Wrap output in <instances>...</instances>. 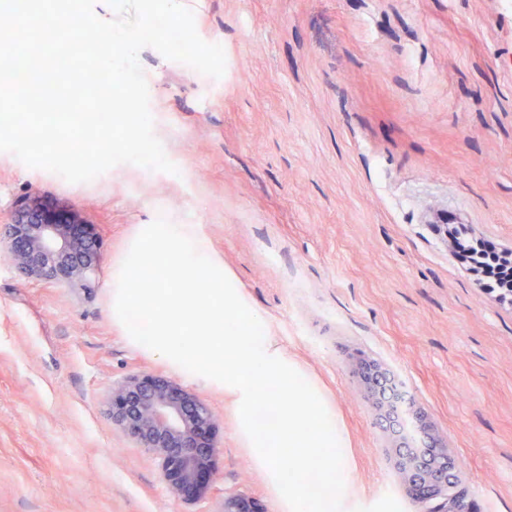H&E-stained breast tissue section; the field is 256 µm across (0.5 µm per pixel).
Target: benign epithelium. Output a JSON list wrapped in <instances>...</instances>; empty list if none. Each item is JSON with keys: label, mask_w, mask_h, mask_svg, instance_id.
<instances>
[{"label": "benign epithelium", "mask_w": 512, "mask_h": 512, "mask_svg": "<svg viewBox=\"0 0 512 512\" xmlns=\"http://www.w3.org/2000/svg\"><path fill=\"white\" fill-rule=\"evenodd\" d=\"M17 269L55 283L91 274L100 261L98 242L87 225L52 214L34 198L20 204L8 238L0 245ZM112 418L157 460L170 494L199 499L213 476L218 419L210 405L174 381L151 374L133 375L112 388ZM452 457L437 442L416 454L396 448L398 473L420 512H460L447 496L458 473ZM216 512H263L242 494H227Z\"/></svg>", "instance_id": "obj_1"}]
</instances>
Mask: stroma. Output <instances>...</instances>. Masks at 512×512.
Wrapping results in <instances>:
<instances>
[{"mask_svg": "<svg viewBox=\"0 0 512 512\" xmlns=\"http://www.w3.org/2000/svg\"><path fill=\"white\" fill-rule=\"evenodd\" d=\"M226 70L147 47L170 174L87 183L0 152V236L21 200L91 225L101 263L54 285L0 252V512H286L223 389L135 347L112 275L158 216L200 225L247 306L345 431L343 512H416L360 362L391 377L460 466L469 512H512V304L477 288L443 220L512 250V0H181ZM174 380L219 419L206 495L173 498L112 418L129 376ZM215 512H263L256 500L242 494H224Z\"/></svg>", "mask_w": 512, "mask_h": 512, "instance_id": "1", "label": "stroma"}]
</instances>
